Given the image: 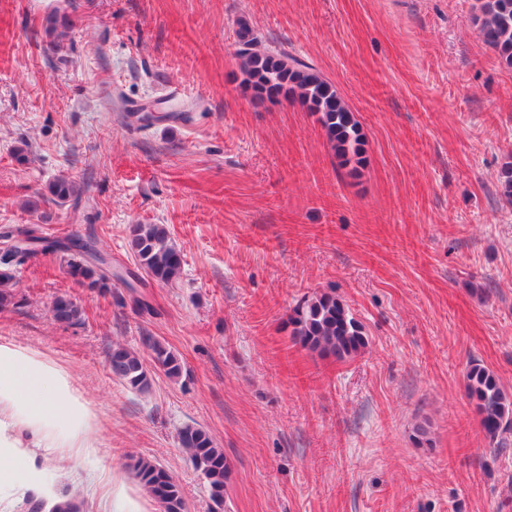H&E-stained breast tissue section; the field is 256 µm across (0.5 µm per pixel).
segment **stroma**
Listing matches in <instances>:
<instances>
[{
  "instance_id": "stroma-1",
  "label": "stroma",
  "mask_w": 512,
  "mask_h": 512,
  "mask_svg": "<svg viewBox=\"0 0 512 512\" xmlns=\"http://www.w3.org/2000/svg\"><path fill=\"white\" fill-rule=\"evenodd\" d=\"M58 2L0 0V228L93 236L123 279L100 295L59 254L13 270L0 344L70 374L99 426L96 455L32 449L41 512L73 493L83 512H112L116 474L163 512L133 476L139 458L171 472L186 512H214L179 443L188 424L231 465L224 512H512V432L493 451L466 390L475 361L512 395V203L498 194L512 68L484 44L477 0H77L53 48L42 21ZM241 19L335 85L364 134L357 171L299 104L255 103L234 59ZM173 92L178 112L126 120ZM61 175L79 202L50 201ZM134 224L166 225L175 283L139 268ZM131 284L154 315L117 302ZM322 292L364 327L353 359L312 354L284 327ZM60 294L79 324L54 321ZM147 336L182 375L151 369L138 392L108 358Z\"/></svg>"
}]
</instances>
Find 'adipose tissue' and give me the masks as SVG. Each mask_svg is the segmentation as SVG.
Wrapping results in <instances>:
<instances>
[{"mask_svg":"<svg viewBox=\"0 0 512 512\" xmlns=\"http://www.w3.org/2000/svg\"><path fill=\"white\" fill-rule=\"evenodd\" d=\"M95 432L91 407L66 372L34 351L0 345V495L41 492L43 473L29 449L89 455L98 446Z\"/></svg>","mask_w":512,"mask_h":512,"instance_id":"adipose-tissue-1","label":"adipose tissue"}]
</instances>
